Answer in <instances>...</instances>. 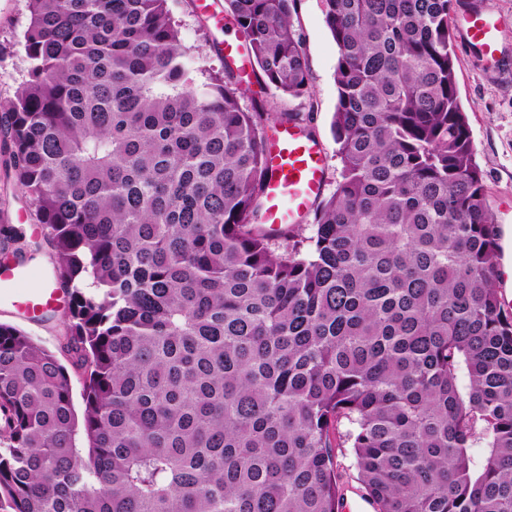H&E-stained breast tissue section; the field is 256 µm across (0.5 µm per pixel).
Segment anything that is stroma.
Wrapping results in <instances>:
<instances>
[{
  "mask_svg": "<svg viewBox=\"0 0 512 512\" xmlns=\"http://www.w3.org/2000/svg\"><path fill=\"white\" fill-rule=\"evenodd\" d=\"M180 26L184 49L208 67L220 68L224 55L214 46V32L196 8V0H170ZM482 11L497 20L500 63L487 66L478 49L466 42L460 22L465 14ZM29 16L28 0H0V102L13 98L28 66L23 32ZM450 23L456 54L461 104L467 114L476 160L483 172L487 204L501 230V261L512 262V0H452ZM298 28L305 43L310 74L309 96L288 100L258 82L243 84L240 103L252 108L264 102L270 112L298 113L304 125L326 150L327 191H334L340 162L330 125L337 104L334 79L337 47L325 24L322 0H300ZM18 228L26 236L41 235L32 207L12 176L0 164V224ZM0 323L13 325L51 351H59L64 312L56 310L34 320L20 317L0 304ZM341 512H375L359 475L351 448L337 452Z\"/></svg>",
  "mask_w": 512,
  "mask_h": 512,
  "instance_id": "35a3bbf8",
  "label": "stroma"
}]
</instances>
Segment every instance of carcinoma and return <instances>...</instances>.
<instances>
[{"mask_svg":"<svg viewBox=\"0 0 512 512\" xmlns=\"http://www.w3.org/2000/svg\"><path fill=\"white\" fill-rule=\"evenodd\" d=\"M322 2L341 171L306 236L259 221L298 115L243 109L169 0H29L0 131L70 366L0 323V512H339L347 443L377 512H512V311L451 0ZM298 3L223 5L291 100Z\"/></svg>","mask_w":512,"mask_h":512,"instance_id":"1","label":"carcinoma"}]
</instances>
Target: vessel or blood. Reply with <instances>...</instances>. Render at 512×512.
<instances>
[{
	"label": "vessel or blood",
	"mask_w": 512,
	"mask_h": 512,
	"mask_svg": "<svg viewBox=\"0 0 512 512\" xmlns=\"http://www.w3.org/2000/svg\"><path fill=\"white\" fill-rule=\"evenodd\" d=\"M468 41L479 46L489 61H496V25L482 14L466 18ZM269 171L263 196V223L285 229L311 212L326 188L325 152L297 123L284 126L269 149ZM9 300L25 317H38L58 307L63 294L47 275L33 276L30 269L0 262V301Z\"/></svg>",
	"instance_id": "vessel-or-blood-1"
}]
</instances>
